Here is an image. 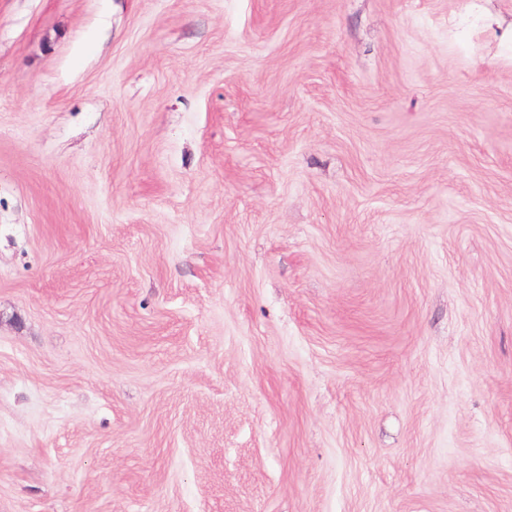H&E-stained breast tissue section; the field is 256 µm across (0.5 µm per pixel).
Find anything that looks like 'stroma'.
<instances>
[{"label":"stroma","mask_w":512,"mask_h":512,"mask_svg":"<svg viewBox=\"0 0 512 512\" xmlns=\"http://www.w3.org/2000/svg\"><path fill=\"white\" fill-rule=\"evenodd\" d=\"M512 0H0V512H512Z\"/></svg>","instance_id":"stroma-1"}]
</instances>
